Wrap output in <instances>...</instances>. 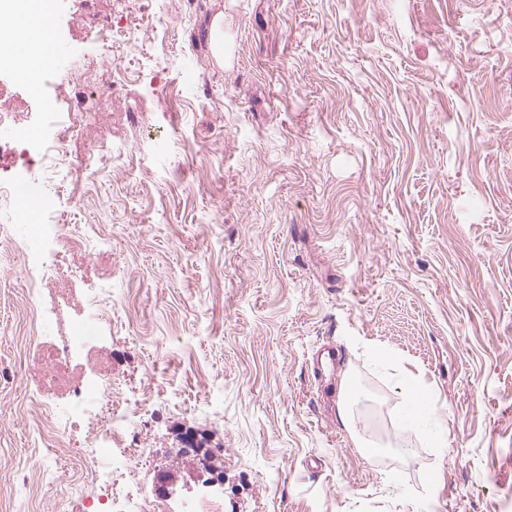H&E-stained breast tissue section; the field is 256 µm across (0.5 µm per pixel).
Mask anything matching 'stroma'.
I'll return each instance as SVG.
<instances>
[{"instance_id": "obj_1", "label": "stroma", "mask_w": 512, "mask_h": 512, "mask_svg": "<svg viewBox=\"0 0 512 512\" xmlns=\"http://www.w3.org/2000/svg\"><path fill=\"white\" fill-rule=\"evenodd\" d=\"M109 0L76 23L71 67L34 112L65 111ZM145 29L129 81L66 147L98 170L56 224L90 246L68 272L0 255V512H58L47 424L21 351L34 287L112 308L98 344L137 405L131 479L181 512H512V0H129ZM232 51L212 54L216 15ZM421 372L441 409L430 447L401 428ZM363 399L350 418L339 382ZM220 449L199 478L180 436ZM383 445L367 458L356 438Z\"/></svg>"}]
</instances>
